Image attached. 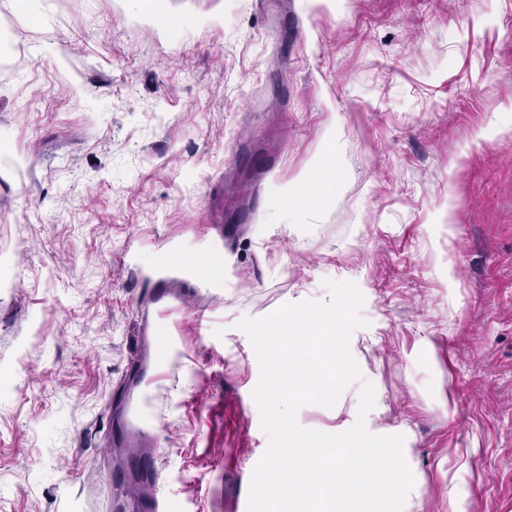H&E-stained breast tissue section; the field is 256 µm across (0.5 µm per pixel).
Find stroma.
<instances>
[{"instance_id":"stroma-1","label":"stroma","mask_w":512,"mask_h":512,"mask_svg":"<svg viewBox=\"0 0 512 512\" xmlns=\"http://www.w3.org/2000/svg\"><path fill=\"white\" fill-rule=\"evenodd\" d=\"M40 8L0 0V512H240L239 323L334 283L360 376L298 424L405 430L404 512H512V0ZM322 155L321 208L284 203Z\"/></svg>"}]
</instances>
